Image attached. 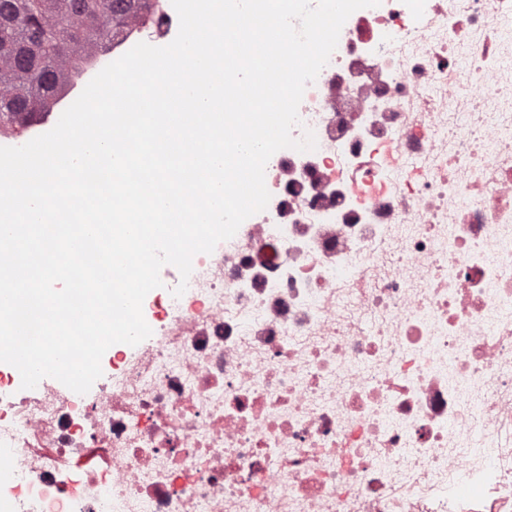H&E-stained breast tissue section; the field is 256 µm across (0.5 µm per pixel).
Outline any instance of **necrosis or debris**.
Returning <instances> with one entry per match:
<instances>
[{"label":"necrosis or debris","mask_w":512,"mask_h":512,"mask_svg":"<svg viewBox=\"0 0 512 512\" xmlns=\"http://www.w3.org/2000/svg\"><path fill=\"white\" fill-rule=\"evenodd\" d=\"M298 116L86 394L0 370V512H512V0L355 11Z\"/></svg>","instance_id":"4bbe7bcc"}]
</instances>
